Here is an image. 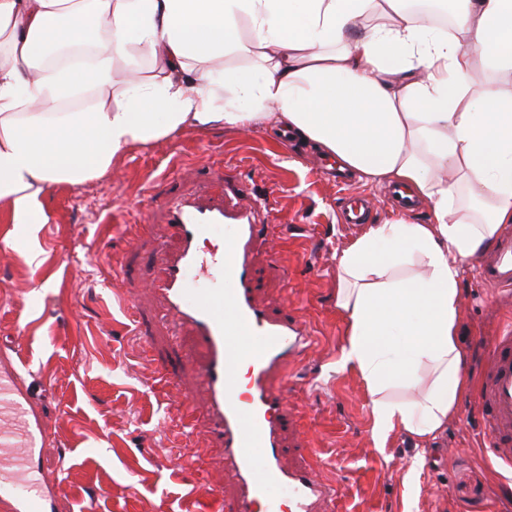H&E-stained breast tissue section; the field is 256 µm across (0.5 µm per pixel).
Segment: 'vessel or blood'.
<instances>
[{
  "instance_id": "vessel-or-blood-1",
  "label": "vessel or blood",
  "mask_w": 512,
  "mask_h": 512,
  "mask_svg": "<svg viewBox=\"0 0 512 512\" xmlns=\"http://www.w3.org/2000/svg\"><path fill=\"white\" fill-rule=\"evenodd\" d=\"M168 224L181 240L154 288L165 301L175 327H190L205 351L198 386L208 401L213 435L224 450L239 493L229 512H254L265 505L277 512L276 494L287 490L291 512H328L331 487L313 464L294 468L280 462V421L287 410L289 373L314 343L301 318H271L257 303L251 284V254L266 225L257 223L254 206L228 209L173 198L165 204ZM230 226L224 248L201 252L199 242ZM481 281L491 288H512V235L501 236L479 262ZM491 364L478 392L480 414L497 458L512 463V330L490 341ZM248 378L240 380L239 367ZM23 362L0 365V448H22L34 455L46 445V415L36 410ZM60 495L40 484L31 465L15 468L0 480V504L8 512H52Z\"/></svg>"
}]
</instances>
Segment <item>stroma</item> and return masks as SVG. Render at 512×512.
I'll return each instance as SVG.
<instances>
[{
  "label": "stroma",
  "mask_w": 512,
  "mask_h": 512,
  "mask_svg": "<svg viewBox=\"0 0 512 512\" xmlns=\"http://www.w3.org/2000/svg\"><path fill=\"white\" fill-rule=\"evenodd\" d=\"M330 162L264 127L188 125L126 150L101 177L51 187L42 223L0 219V236L22 242L0 257V360L23 339L30 390L48 415L50 444L33 466L41 481L62 483L56 512L89 503L96 512H141L147 501L158 512H190L191 484L201 503L218 491L234 497L189 364L204 351L187 328L169 342L151 284L161 256L179 248L165 200L204 190L228 203L236 189L272 204L253 252L258 300L272 315L306 320L317 336L289 384L283 463L313 457L334 489L333 512H512V476L494 459L475 397L488 369L483 343L512 322V303L481 283L476 262L464 265L458 342L469 388L429 444L397 431L375 447L371 396L360 377L336 369V254L363 231L338 215L350 193L370 197V223L404 214L385 189L355 179L337 185ZM166 363L177 385L156 382Z\"/></svg>",
  "instance_id": "35a3bbf8"
}]
</instances>
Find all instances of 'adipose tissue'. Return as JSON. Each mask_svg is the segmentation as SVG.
I'll return each mask as SVG.
<instances>
[{"instance_id":"ef3b65f1","label":"adipose tissue","mask_w":512,"mask_h":512,"mask_svg":"<svg viewBox=\"0 0 512 512\" xmlns=\"http://www.w3.org/2000/svg\"><path fill=\"white\" fill-rule=\"evenodd\" d=\"M454 4L442 33L404 0H0V209L33 223L51 186L214 123L288 130L359 181L402 188L428 222L366 225L338 257L337 368L372 397L376 447L397 430L428 441L468 385L462 265L512 223V0ZM71 44L100 46L97 64L45 71V52ZM248 47L259 65L223 74L246 108L213 111L212 62ZM131 48L160 81L118 79L112 59ZM423 368L418 397L381 399Z\"/></svg>"}]
</instances>
